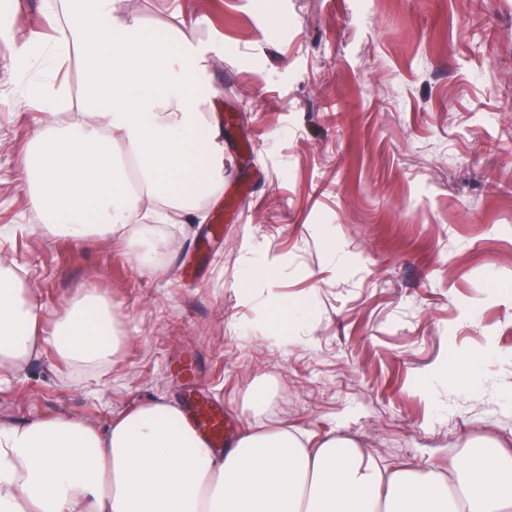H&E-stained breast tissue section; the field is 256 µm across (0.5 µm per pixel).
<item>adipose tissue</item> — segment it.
Segmentation results:
<instances>
[{
	"label": "adipose tissue",
	"instance_id": "obj_1",
	"mask_svg": "<svg viewBox=\"0 0 512 512\" xmlns=\"http://www.w3.org/2000/svg\"><path fill=\"white\" fill-rule=\"evenodd\" d=\"M46 6L61 58L85 71L86 119L63 124L64 86L34 94L20 167L43 223L79 242L122 234L147 202L190 222L196 200L224 191L220 126L187 33L148 34L115 20L112 0ZM43 307L0 262V371L53 346L60 360L107 362L127 338L94 289L44 329ZM0 512H512V450L457 457L449 469L380 466L349 436L302 439L288 426L243 429L209 447L175 405L148 400L102 427L66 414L0 425Z\"/></svg>",
	"mask_w": 512,
	"mask_h": 512
}]
</instances>
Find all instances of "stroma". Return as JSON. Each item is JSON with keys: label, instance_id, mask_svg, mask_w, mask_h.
I'll list each match as a JSON object with an SVG mask.
<instances>
[{"label": "stroma", "instance_id": "stroma-1", "mask_svg": "<svg viewBox=\"0 0 512 512\" xmlns=\"http://www.w3.org/2000/svg\"><path fill=\"white\" fill-rule=\"evenodd\" d=\"M113 8L151 33L198 20L224 195L201 201L202 221L127 238L32 232L19 160L33 114L0 46V258L49 319L94 288L129 337L96 367L46 348L0 384V424L63 413L101 427L191 391L238 431L261 382L265 423L358 438L382 465L512 444V0ZM286 303L303 316L281 323ZM470 357L474 384L449 385Z\"/></svg>", "mask_w": 512, "mask_h": 512}]
</instances>
